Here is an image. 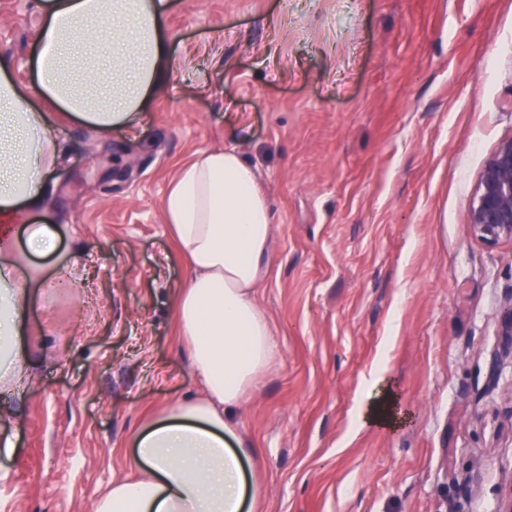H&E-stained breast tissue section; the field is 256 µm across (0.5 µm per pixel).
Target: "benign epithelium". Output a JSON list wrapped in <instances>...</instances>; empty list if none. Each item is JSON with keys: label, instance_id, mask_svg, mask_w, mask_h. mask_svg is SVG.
I'll return each mask as SVG.
<instances>
[{"label": "benign epithelium", "instance_id": "7a95c632", "mask_svg": "<svg viewBox=\"0 0 512 512\" xmlns=\"http://www.w3.org/2000/svg\"><path fill=\"white\" fill-rule=\"evenodd\" d=\"M468 225L486 246L512 243V137L501 140L486 160L471 201Z\"/></svg>", "mask_w": 512, "mask_h": 512}]
</instances>
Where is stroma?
<instances>
[{
  "instance_id": "1",
  "label": "stroma",
  "mask_w": 512,
  "mask_h": 512,
  "mask_svg": "<svg viewBox=\"0 0 512 512\" xmlns=\"http://www.w3.org/2000/svg\"><path fill=\"white\" fill-rule=\"evenodd\" d=\"M170 79L106 134L49 113L57 224L29 374L0 391V512H93L147 410L196 394L173 303L189 272L161 202L177 167L236 149L273 223L258 302L277 356L238 451L264 512H500L512 497V244L468 226L512 137V0H170ZM43 20L0 0L22 87ZM385 365L399 423L363 424Z\"/></svg>"
}]
</instances>
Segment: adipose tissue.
Instances as JSON below:
<instances>
[{
	"label": "adipose tissue",
	"instance_id": "adipose-tissue-1",
	"mask_svg": "<svg viewBox=\"0 0 512 512\" xmlns=\"http://www.w3.org/2000/svg\"><path fill=\"white\" fill-rule=\"evenodd\" d=\"M170 0H39L42 51L34 60L42 96L99 132L133 125L167 82L163 23ZM59 158L44 112L0 65V390L28 374L19 336L37 265L16 248L52 255L54 225L28 227L40 206L43 171ZM164 220L190 271L174 312L200 396L176 404L132 436L126 466L94 512H258L260 486H247L231 448L236 419L277 353L257 289L269 269L273 224L255 171L233 149L182 165L162 202Z\"/></svg>",
	"mask_w": 512,
	"mask_h": 512
}]
</instances>
